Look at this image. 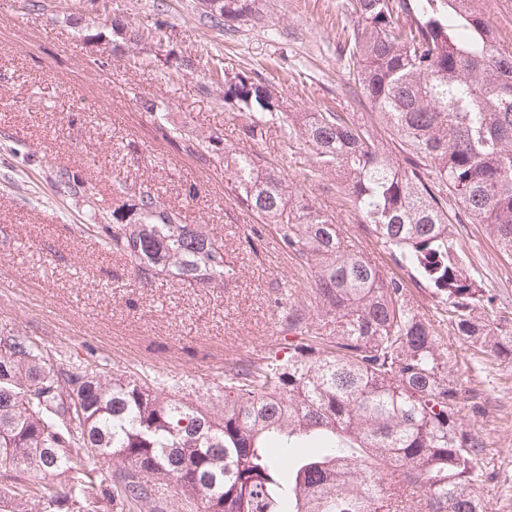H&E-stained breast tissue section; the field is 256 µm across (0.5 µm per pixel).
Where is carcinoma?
<instances>
[{"label":"carcinoma","mask_w":512,"mask_h":512,"mask_svg":"<svg viewBox=\"0 0 512 512\" xmlns=\"http://www.w3.org/2000/svg\"><path fill=\"white\" fill-rule=\"evenodd\" d=\"M258 0H198L215 27L258 22ZM474 0H349L340 59L402 157L380 147L353 112H282L254 69L222 70L224 104L249 115L256 139L277 117L322 167L343 173L347 199L390 260L431 289L440 323L482 354L512 359V324L489 325L492 303L450 229L455 193L512 258V48ZM113 40L159 52L152 23L112 25ZM144 108L166 134V106ZM239 196L299 265L314 273L309 303L283 314L281 359L224 365V408L172 396L176 385L66 368L18 331L0 332V499L13 512H165V491L204 512H484L481 443L459 422L458 383L440 331L410 304L405 282L345 242L338 225L292 202L277 171L248 154L226 162ZM60 182L91 194L77 172ZM106 243L137 279L166 273L216 288L230 276L224 243L182 224L158 195L117 177ZM333 324L313 328L310 311ZM64 476V483L54 476ZM105 487L103 498L93 489Z\"/></svg>","instance_id":"1"}]
</instances>
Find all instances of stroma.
I'll return each mask as SVG.
<instances>
[{
	"label": "stroma",
	"instance_id": "1",
	"mask_svg": "<svg viewBox=\"0 0 512 512\" xmlns=\"http://www.w3.org/2000/svg\"><path fill=\"white\" fill-rule=\"evenodd\" d=\"M0 0V330L31 336L44 351L102 374L179 382L187 397L224 392V365L278 353L284 306L311 293L314 275L280 243L273 225L243 205L224 166L248 152L257 168L273 169L298 199L340 226L345 241L391 277H404L346 199L335 171L318 170L304 142L270 124L263 140L244 134L247 114L222 98V61L256 69L272 83L284 111L353 112L377 140L399 151L353 81L337 50L338 23L348 0H260L264 24L210 26L196 0H87L70 13L65 0ZM137 25L160 23L172 46L192 63L181 73L162 62L129 66L110 38L114 10ZM104 32L83 42L77 29ZM164 101L181 131L163 137L141 102ZM217 135L218 150L200 156L187 138ZM79 172L101 206L114 204L112 179L151 188L182 223L205 224L224 242L227 286L204 288L160 275L144 285L129 259L112 252L87 224L86 197L67 192L59 170ZM451 229L481 286L494 297L490 322L512 316V260L484 225L471 223L448 199ZM440 349L461 387L460 419L482 444L494 477L484 512H512V360L478 353L453 330ZM486 399L468 409L470 390Z\"/></svg>",
	"mask_w": 512,
	"mask_h": 512
}]
</instances>
